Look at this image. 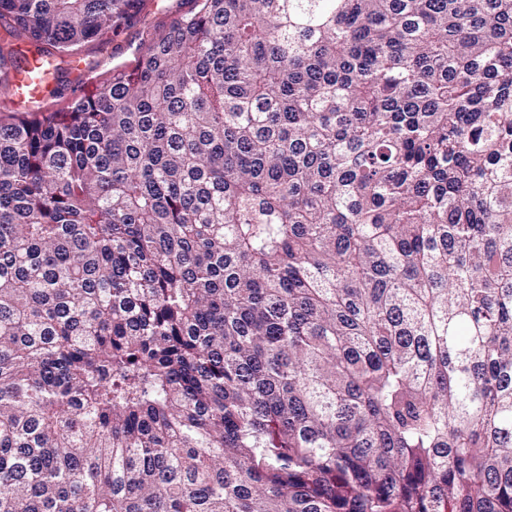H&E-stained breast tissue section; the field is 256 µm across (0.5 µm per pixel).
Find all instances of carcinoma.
<instances>
[{
    "label": "carcinoma",
    "instance_id": "carcinoma-1",
    "mask_svg": "<svg viewBox=\"0 0 512 512\" xmlns=\"http://www.w3.org/2000/svg\"><path fill=\"white\" fill-rule=\"evenodd\" d=\"M146 0H0V93ZM0 113V512H512V0H190ZM147 8L135 16L107 44L94 42L87 48L84 59L61 64L54 82V73L45 63L31 60L25 72L15 76L16 84L23 96L40 99L44 91L53 84L61 96L68 98L81 94L85 89L87 66L90 63L97 72L107 71L117 65L130 64L145 37L147 29L167 20L188 8L187 0H147ZM36 73V78L30 74Z\"/></svg>",
    "mask_w": 512,
    "mask_h": 512
}]
</instances>
